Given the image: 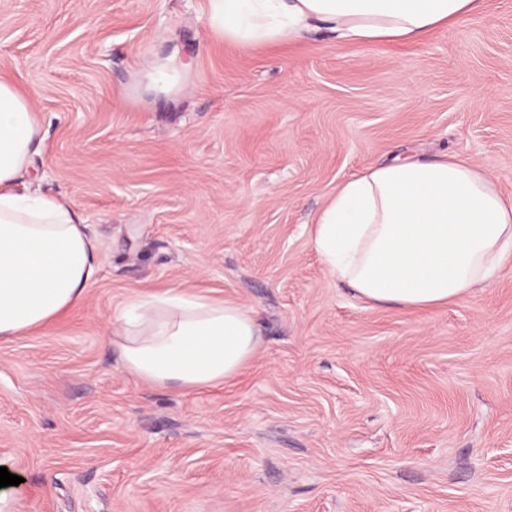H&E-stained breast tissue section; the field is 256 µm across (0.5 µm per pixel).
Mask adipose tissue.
Instances as JSON below:
<instances>
[{
	"instance_id": "obj_1",
	"label": "adipose tissue",
	"mask_w": 512,
	"mask_h": 512,
	"mask_svg": "<svg viewBox=\"0 0 512 512\" xmlns=\"http://www.w3.org/2000/svg\"><path fill=\"white\" fill-rule=\"evenodd\" d=\"M486 0H209L214 34L242 47L325 30L340 42L418 43L484 11ZM43 141L29 97L0 79V342L81 304L100 253L67 203L22 189ZM331 275L372 306L425 309L472 295L512 263V195L455 153L365 167L340 182L312 234ZM110 342L123 369L162 389L234 381L260 347L253 310L203 292L134 294Z\"/></svg>"
}]
</instances>
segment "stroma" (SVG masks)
<instances>
[{"label":"stroma","mask_w":512,"mask_h":512,"mask_svg":"<svg viewBox=\"0 0 512 512\" xmlns=\"http://www.w3.org/2000/svg\"><path fill=\"white\" fill-rule=\"evenodd\" d=\"M209 0H0V78L45 144L25 177L101 255L83 304L0 344V512H512V265L431 310L375 308L311 229L337 184L408 150L512 193V0L422 42L217 37ZM175 56L178 90L141 72ZM256 312L232 383L160 390L108 334L130 295Z\"/></svg>","instance_id":"35a3bbf8"}]
</instances>
